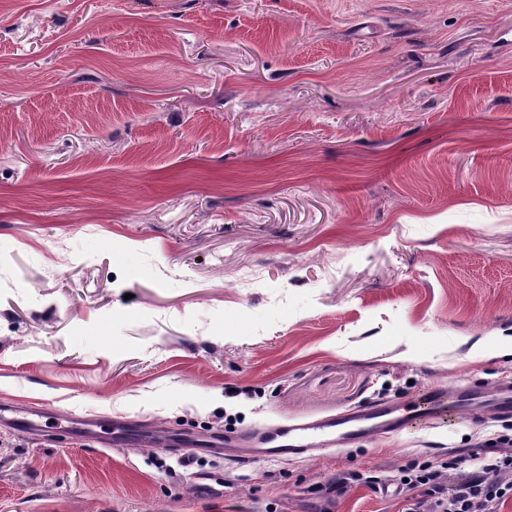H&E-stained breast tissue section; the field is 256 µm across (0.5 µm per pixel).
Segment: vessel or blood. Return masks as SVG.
Returning a JSON list of instances; mask_svg holds the SVG:
<instances>
[{"label":"vessel or blood","instance_id":"vessel-or-blood-1","mask_svg":"<svg viewBox=\"0 0 512 512\" xmlns=\"http://www.w3.org/2000/svg\"><path fill=\"white\" fill-rule=\"evenodd\" d=\"M479 384L469 387H431L409 401L371 404L351 413L311 423L299 422L275 428L273 456L296 457L338 443L352 445L379 432H395L417 423L444 420L464 409Z\"/></svg>","mask_w":512,"mask_h":512}]
</instances>
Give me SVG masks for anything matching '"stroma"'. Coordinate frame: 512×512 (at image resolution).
<instances>
[{
  "instance_id": "35a3bbf8",
  "label": "stroma",
  "mask_w": 512,
  "mask_h": 512,
  "mask_svg": "<svg viewBox=\"0 0 512 512\" xmlns=\"http://www.w3.org/2000/svg\"><path fill=\"white\" fill-rule=\"evenodd\" d=\"M469 379L512 380V0H0V407L62 417L0 423V512H401L366 477L512 427L165 439Z\"/></svg>"
}]
</instances>
